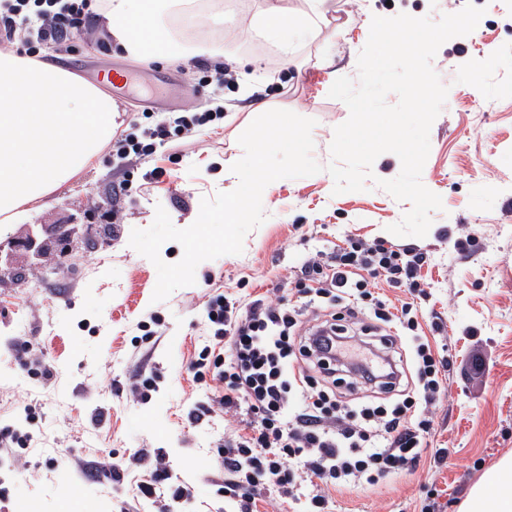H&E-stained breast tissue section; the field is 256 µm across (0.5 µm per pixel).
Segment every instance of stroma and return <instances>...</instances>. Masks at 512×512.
I'll use <instances>...</instances> for the list:
<instances>
[{
  "instance_id": "1",
  "label": "stroma",
  "mask_w": 512,
  "mask_h": 512,
  "mask_svg": "<svg viewBox=\"0 0 512 512\" xmlns=\"http://www.w3.org/2000/svg\"><path fill=\"white\" fill-rule=\"evenodd\" d=\"M267 0H236L214 43L226 55L248 59L255 85L242 91L232 65L210 58L159 63L114 46L106 24L74 39L68 52L46 47L55 63L79 77L108 70L132 75L125 91L104 84L123 112L122 132L137 133L151 119L174 121L224 100L222 123L194 129L157 147L144 160L99 157L75 181L30 211V224L74 220L78 232L65 257L48 253L42 268L21 284L0 278V427L32 436L29 448L0 451V512L36 500L39 512H158L137 490L146 474L135 457L163 454L173 483L191 488L190 501L175 512H238L224 494V468L217 447L224 441L223 414L192 424L190 412L212 405L220 382H194L190 360L211 338L205 325L211 295L248 302L290 289L301 254L330 252L347 239L400 244L388 231L410 205L377 187L334 194L327 172L280 179L263 196L265 222L251 230L239 255L200 263L194 285L153 302L154 264L129 244L132 229L151 226L164 208L179 229L197 218L202 198L229 191L215 181L211 159L238 161L239 135L255 106L285 109L314 119L313 157L332 160L328 136L349 117L330 98L332 72L356 77L353 59L363 49L368 13H406L440 20L466 4L484 16L468 35L445 42L432 61L448 86L446 103L430 129V153L421 181L442 199L426 237L411 246L429 261L419 275L428 297L423 329L441 317L437 347L453 366L447 396L435 410L428 448H445L448 467L430 456L401 475L372 487L331 491L332 512H422L435 492L438 512H457L485 472L512 454V0H333L314 40L298 45L294 62L282 66L276 47L240 34V17L265 8ZM332 66H324L323 56ZM490 61L475 73L470 64ZM223 68L230 81L216 89ZM163 177L154 178L153 169ZM30 344L28 359L14 345ZM485 366L474 371V357ZM53 373L41 383L33 361ZM152 378L147 398L133 395ZM124 477L112 479V462Z\"/></svg>"
}]
</instances>
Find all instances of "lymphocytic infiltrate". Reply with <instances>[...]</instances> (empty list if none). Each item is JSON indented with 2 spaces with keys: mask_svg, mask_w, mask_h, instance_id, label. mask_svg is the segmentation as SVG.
Here are the masks:
<instances>
[{
  "mask_svg": "<svg viewBox=\"0 0 512 512\" xmlns=\"http://www.w3.org/2000/svg\"><path fill=\"white\" fill-rule=\"evenodd\" d=\"M100 3L0 0V40L29 57L67 47L98 20ZM223 117L219 105L173 127L158 122L138 139L113 136L110 149L143 160ZM427 260L413 247L356 242L301 258L300 308L278 297H209L213 342L189 368L201 380L214 374L224 385L218 405L240 419L221 450L240 512H252L257 490L329 512L326 487L372 486L420 463L451 368L418 320L427 292L417 271ZM381 280L406 288L410 301L394 305L378 292Z\"/></svg>",
  "mask_w": 512,
  "mask_h": 512,
  "instance_id": "f902f5d3",
  "label": "lymphocytic infiltrate"
}]
</instances>
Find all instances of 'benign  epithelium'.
I'll use <instances>...</instances> for the list:
<instances>
[{"label":"benign epithelium","mask_w":512,"mask_h":512,"mask_svg":"<svg viewBox=\"0 0 512 512\" xmlns=\"http://www.w3.org/2000/svg\"><path fill=\"white\" fill-rule=\"evenodd\" d=\"M75 229L69 224H27L17 233L0 240V274L22 260L35 267L44 258L47 245L53 241L60 252L69 251Z\"/></svg>","instance_id":"7a95c632"}]
</instances>
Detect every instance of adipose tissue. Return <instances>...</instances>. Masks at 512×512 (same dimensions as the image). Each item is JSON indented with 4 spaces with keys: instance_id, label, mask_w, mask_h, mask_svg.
Instances as JSON below:
<instances>
[{
    "instance_id": "1",
    "label": "adipose tissue",
    "mask_w": 512,
    "mask_h": 512,
    "mask_svg": "<svg viewBox=\"0 0 512 512\" xmlns=\"http://www.w3.org/2000/svg\"><path fill=\"white\" fill-rule=\"evenodd\" d=\"M191 2L107 0L105 16L115 43L129 53L163 60L210 53L207 41L174 30L178 19L195 31L207 24L208 14ZM332 7V0H305L304 10L291 13L272 2L248 27L284 48L313 39ZM118 117L112 97L97 86L42 59L0 51V223H19L86 168L111 139ZM462 512H512V457L486 473Z\"/></svg>"
}]
</instances>
